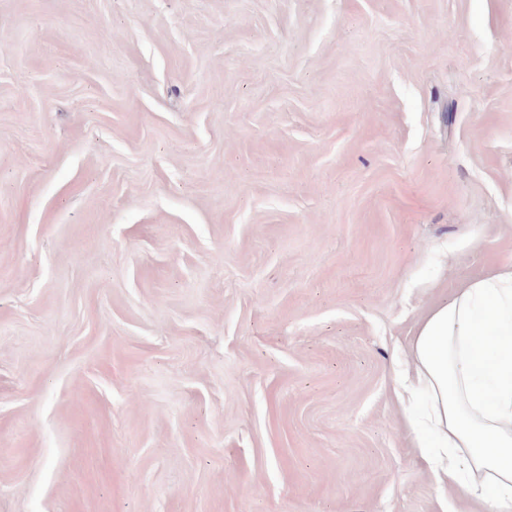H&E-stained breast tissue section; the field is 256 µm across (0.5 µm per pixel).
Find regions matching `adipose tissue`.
<instances>
[{
	"label": "adipose tissue",
	"instance_id": "adipose-tissue-1",
	"mask_svg": "<svg viewBox=\"0 0 512 512\" xmlns=\"http://www.w3.org/2000/svg\"><path fill=\"white\" fill-rule=\"evenodd\" d=\"M396 394L426 400L411 426L437 482L512 512V269L471 278L422 318Z\"/></svg>",
	"mask_w": 512,
	"mask_h": 512
}]
</instances>
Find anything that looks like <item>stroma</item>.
Listing matches in <instances>:
<instances>
[{"instance_id":"stroma-1","label":"stroma","mask_w":512,"mask_h":512,"mask_svg":"<svg viewBox=\"0 0 512 512\" xmlns=\"http://www.w3.org/2000/svg\"><path fill=\"white\" fill-rule=\"evenodd\" d=\"M512 267V0H0V512H476L396 398Z\"/></svg>"}]
</instances>
